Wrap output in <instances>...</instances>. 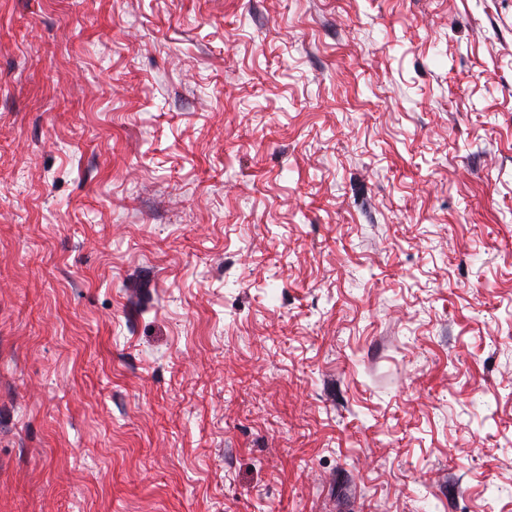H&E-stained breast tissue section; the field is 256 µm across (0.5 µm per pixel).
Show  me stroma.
<instances>
[{
  "label": "stroma",
  "instance_id": "1",
  "mask_svg": "<svg viewBox=\"0 0 512 512\" xmlns=\"http://www.w3.org/2000/svg\"><path fill=\"white\" fill-rule=\"evenodd\" d=\"M0 512H512V0H0Z\"/></svg>",
  "mask_w": 512,
  "mask_h": 512
}]
</instances>
